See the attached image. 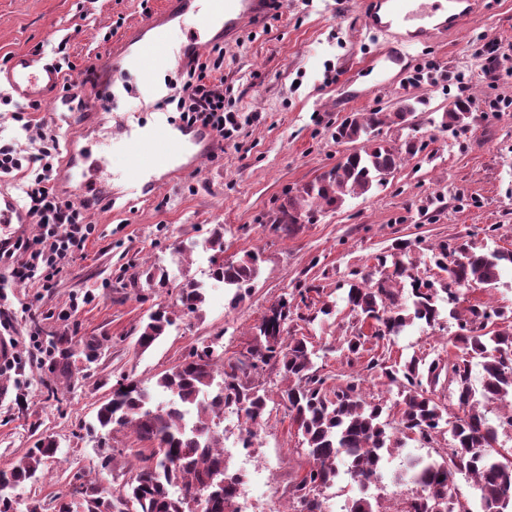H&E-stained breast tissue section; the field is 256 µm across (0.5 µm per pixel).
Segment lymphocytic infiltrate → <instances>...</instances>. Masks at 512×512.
<instances>
[{"label": "lymphocytic infiltrate", "mask_w": 512, "mask_h": 512, "mask_svg": "<svg viewBox=\"0 0 512 512\" xmlns=\"http://www.w3.org/2000/svg\"><path fill=\"white\" fill-rule=\"evenodd\" d=\"M224 49L216 46L204 57L195 58L183 73L177 94L168 96L187 124L212 131L217 140L233 137L243 124L239 111L224 104ZM13 105L12 116L36 143L34 151L21 153L13 145H0V178L19 180L23 206L34 218V237H10L0 243V269L19 283L53 287L79 257L94 235L95 225L86 223V202H74L54 187L55 161L62 152L60 137L33 118L35 103L14 104L0 91V105Z\"/></svg>", "instance_id": "1"}]
</instances>
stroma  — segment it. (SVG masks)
<instances>
[{
  "instance_id": "stroma-1",
  "label": "stroma",
  "mask_w": 512,
  "mask_h": 512,
  "mask_svg": "<svg viewBox=\"0 0 512 512\" xmlns=\"http://www.w3.org/2000/svg\"><path fill=\"white\" fill-rule=\"evenodd\" d=\"M359 0H281L258 29H244L224 48V98L252 114L249 125L203 158L188 175L172 173L148 199H133L113 212L91 208L96 227L85 254L53 287L8 284L0 293V344L13 340L20 366L0 379V468L39 439L55 440L43 477L19 487L20 504L48 501L68 489L74 474L111 486L100 467L97 441L88 432L98 406L123 375L154 386L156 378L203 342L218 341L233 356L250 341L262 316L283 293L303 284L333 292L352 271L372 272L378 255L400 240L412 247L403 258L413 274L434 281L447 275L431 259L441 242L466 238L476 245L512 249V110L491 109L512 98V0H481L463 27L439 33L428 44L404 47L405 65L385 68L380 58L393 37L363 23ZM162 0H0V58L21 51L55 57L65 49L78 71L109 68L111 52L126 29L145 21ZM495 43L499 59L484 72L471 53L476 42ZM471 74L468 87L456 80ZM137 77L116 89L113 118L163 120L159 96L138 90ZM473 98L465 130L440 126L455 97ZM418 105L411 125L387 124L380 138L400 143L416 135L425 144L406 158L383 189L347 197L313 213L291 236L279 237L268 217L289 195L335 165L347 150L337 127L357 112H392ZM224 227V255L258 250L263 262L238 306L230 290L208 288L199 316L186 317L148 350L136 344L152 306L173 304V294L130 287L133 272L165 260L173 282L207 281L211 252L206 240ZM496 235H489V227ZM190 251L172 256L175 244ZM87 302L72 308L74 295ZM96 338L101 354L73 384L58 383L57 399L42 383L51 361L32 349L35 331ZM453 330L412 327L395 340L394 356L409 358L446 345ZM302 445L283 407H275L255 443V456L277 462L267 494L255 512H289L288 483L304 466Z\"/></svg>"
}]
</instances>
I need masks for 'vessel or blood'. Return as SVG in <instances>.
<instances>
[{
	"label": "vessel or blood",
	"instance_id": "vessel-or-blood-1",
	"mask_svg": "<svg viewBox=\"0 0 512 512\" xmlns=\"http://www.w3.org/2000/svg\"><path fill=\"white\" fill-rule=\"evenodd\" d=\"M207 22L217 23L216 39L232 40L244 27H258L274 13L275 0H209ZM361 12L368 29L394 32L395 40L382 56L386 67L403 63L405 46L430 43L437 31L455 30L473 15L477 0H360ZM200 0H165L162 9L150 19L128 29L120 47L113 53L112 74L124 73L127 65H136L141 81L154 86L171 55L187 62L199 56L209 39L199 31H188L180 47H172L169 34L174 23L200 13ZM61 75L54 61L42 54L27 51L14 55L0 67V85L7 87L12 97L23 103L52 104L55 111L65 113L72 127L89 129L103 120L101 102H92L83 95L62 96L59 92ZM214 142L209 130L188 126L179 118L167 117L160 128L149 136H131L122 144L134 164L128 177L140 183L142 196H149L158 172L184 156L193 147H208ZM63 162L55 185L67 192L71 178H78L83 200L98 207L115 206L120 191L111 189L101 178L102 158L93 155L90 146L76 147L66 141ZM27 211L5 189H0V237L11 225L30 223Z\"/></svg>",
	"mask_w": 512,
	"mask_h": 512
}]
</instances>
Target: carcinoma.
<instances>
[{"instance_id": "cac0c4a2", "label": "carcinoma", "mask_w": 512, "mask_h": 512, "mask_svg": "<svg viewBox=\"0 0 512 512\" xmlns=\"http://www.w3.org/2000/svg\"><path fill=\"white\" fill-rule=\"evenodd\" d=\"M472 99L456 98L443 113L441 127L460 130L468 125ZM416 112L412 103L396 111L361 112L345 119L336 129V139L360 141L362 147L342 155L329 171L303 185L299 195L288 198L271 220L272 231L281 237L293 234L302 218L323 206H339L351 195L384 187L406 157L425 149L410 139L395 147L373 137L386 122L406 125ZM217 252L210 276L236 289L234 302L243 300L241 290L258 274L262 257L246 252L226 260L221 228L207 240ZM438 269L448 273V283L438 289L422 280L397 259L396 254L377 257L378 266L391 265V281L410 279V303H400L399 290L370 285L367 275L352 272L344 301L352 315L349 334L325 351H340L351 367L348 373L332 375L316 367L310 337L290 329L296 320L309 325L336 315V301L326 298L316 307L309 294L323 289L307 285L294 295L273 302L256 326L249 357L224 360V349L216 342L192 348L183 360L156 380L167 396L152 402L138 380L121 376L112 386V396L99 406L96 421L101 438L109 440L130 431L140 448H110L102 457L107 468L115 456L124 459L123 482L107 489L98 482H82L54 495L47 504L33 500L26 512H193L197 496L208 499V512H238L237 486L241 478L230 477L224 463L219 429L224 414L234 413L242 428L252 431L271 415L269 403L276 400L287 411L305 447L297 449L309 467L290 485L293 512H323L322 492L344 473L361 479L363 492L376 481L385 461L407 441L433 448L438 437L448 436V447L434 453L403 460L398 477L417 487L411 497L400 499L392 512H473L460 498L455 477L470 479L479 491V512H512V463L503 459L512 448L499 443V432L512 426L502 415L512 409V307L489 300L471 299L496 288L504 267L512 266V249L487 250L469 241H456L432 248ZM145 282L158 291L169 287L165 266L155 263L145 272ZM445 296H440V293ZM205 303L204 285L187 279L177 285L175 304L158 305L139 326L138 346L146 350L165 335L177 319L199 313ZM448 314L457 330L449 338L456 352L444 357L412 355L391 359L389 346L410 326L430 328ZM57 351L51 372L67 380L75 378L77 363L99 357L100 343L78 341L67 333L50 340ZM361 368L354 363L363 355ZM481 367V381L474 386L472 365ZM223 382L214 387L215 375ZM376 381L395 386L402 400L391 409L365 396V383ZM448 389V399L436 394ZM501 412L498 422L487 417L488 407ZM57 452L52 438H43L23 456L0 468V512H15V490L36 477L45 460ZM179 484L184 493L174 497L169 487Z\"/></svg>"}]
</instances>
